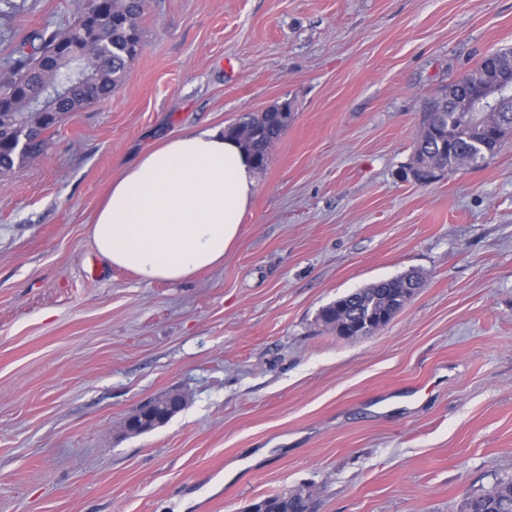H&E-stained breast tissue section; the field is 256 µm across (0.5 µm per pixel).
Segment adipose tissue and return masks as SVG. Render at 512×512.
<instances>
[{
    "label": "adipose tissue",
    "mask_w": 512,
    "mask_h": 512,
    "mask_svg": "<svg viewBox=\"0 0 512 512\" xmlns=\"http://www.w3.org/2000/svg\"><path fill=\"white\" fill-rule=\"evenodd\" d=\"M252 154L223 128H190L124 167L90 229L96 252L140 282L215 267L242 234L257 190Z\"/></svg>",
    "instance_id": "obj_1"
}]
</instances>
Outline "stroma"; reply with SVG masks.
<instances>
[{
  "instance_id": "obj_1",
  "label": "stroma",
  "mask_w": 512,
  "mask_h": 512,
  "mask_svg": "<svg viewBox=\"0 0 512 512\" xmlns=\"http://www.w3.org/2000/svg\"><path fill=\"white\" fill-rule=\"evenodd\" d=\"M0 13V74L85 0ZM112 94L0 176V512H457L512 476V142L403 175L426 98L512 47V0H147ZM285 105L243 234L183 283L139 282L89 226L160 139ZM415 270L381 330L320 310ZM177 392L139 434L125 422ZM239 471L225 480L230 465ZM310 497V493L302 489L284 492L263 501L268 507L266 512H309Z\"/></svg>"
}]
</instances>
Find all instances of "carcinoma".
I'll return each instance as SVG.
<instances>
[{
	"mask_svg": "<svg viewBox=\"0 0 512 512\" xmlns=\"http://www.w3.org/2000/svg\"><path fill=\"white\" fill-rule=\"evenodd\" d=\"M146 0H86L83 13L68 26L36 31L33 51H18L10 77L0 82V175L11 172L15 159L42 153L62 114L74 112L112 94L125 78L141 46L139 19ZM286 107L246 114L228 128L255 157L258 168L269 147L288 126ZM512 137V125L499 136L485 134L448 104L447 90L434 97L416 132L410 168L431 170L435 179L447 171L477 168L493 160ZM424 284L410 271L376 281L324 307L319 320L342 336H365L387 325ZM152 421L174 414L170 395L149 401ZM310 493L284 492L265 500L266 512H309ZM458 512H512V477L499 479L490 490L464 498Z\"/></svg>",
	"mask_w": 512,
	"mask_h": 512,
	"instance_id": "obj_1",
	"label": "carcinoma"
}]
</instances>
